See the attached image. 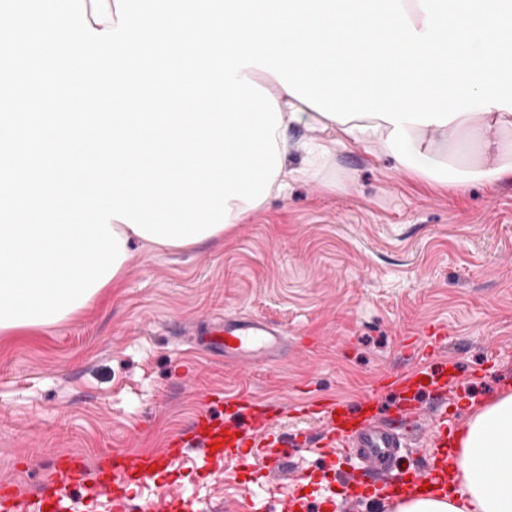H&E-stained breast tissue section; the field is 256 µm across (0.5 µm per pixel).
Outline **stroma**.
<instances>
[{"instance_id":"obj_1","label":"stroma","mask_w":512,"mask_h":512,"mask_svg":"<svg viewBox=\"0 0 512 512\" xmlns=\"http://www.w3.org/2000/svg\"><path fill=\"white\" fill-rule=\"evenodd\" d=\"M233 313L288 332L273 363L242 367L192 343L197 323ZM443 328L430 365L456 368L454 423L512 391V184L429 185L378 148L337 143L312 178L187 250H144L117 287L72 318L0 334V481L24 494L51 482L60 456L164 448L207 408L205 394L281 403L274 427L317 428L312 398L355 403L378 375L412 367ZM267 476L260 456L209 472L179 461L171 478L195 512H332L349 462L318 452Z\"/></svg>"}]
</instances>
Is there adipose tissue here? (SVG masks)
Listing matches in <instances>:
<instances>
[{"instance_id": "ef3b65f1", "label": "adipose tissue", "mask_w": 512, "mask_h": 512, "mask_svg": "<svg viewBox=\"0 0 512 512\" xmlns=\"http://www.w3.org/2000/svg\"><path fill=\"white\" fill-rule=\"evenodd\" d=\"M297 125L512 183V0H0V334L86 309L132 242L198 246L312 176L329 148L288 168ZM395 512H512L511 393Z\"/></svg>"}]
</instances>
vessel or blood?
I'll return each instance as SVG.
<instances>
[{
    "mask_svg": "<svg viewBox=\"0 0 512 512\" xmlns=\"http://www.w3.org/2000/svg\"><path fill=\"white\" fill-rule=\"evenodd\" d=\"M194 336L196 343L206 346L213 355L239 365L261 355L278 356L287 345L284 330L259 316H227L195 329ZM455 379L452 373L435 379L422 360L410 368L382 373L357 407H344L333 400L314 405L320 422L318 431L291 441L276 435L270 405L218 394L213 399L216 412L196 415L189 436H172L166 448L158 451L109 452L92 470L87 469L81 457H66L58 464L56 480L36 495H1L0 512H56L64 493L77 485L93 496L112 494L113 512H130L127 491L166 475L172 463L186 457L192 448L199 449L202 465L219 467L227 457L242 459L249 449L272 446L276 449L270 464L274 474L299 450L319 445L348 448L358 461L356 470L348 476L349 482L370 486L381 481L390 485L394 500L415 497L422 485L434 481L430 464L398 474L394 471L395 463L415 429L434 448L435 461L447 458L448 415L421 407L418 398L424 393H447ZM383 394L401 396V406L391 413H382L377 398Z\"/></svg>",
    "mask_w": 512,
    "mask_h": 512,
    "instance_id": "vessel-or-blood-1",
    "label": "vessel or blood"
}]
</instances>
